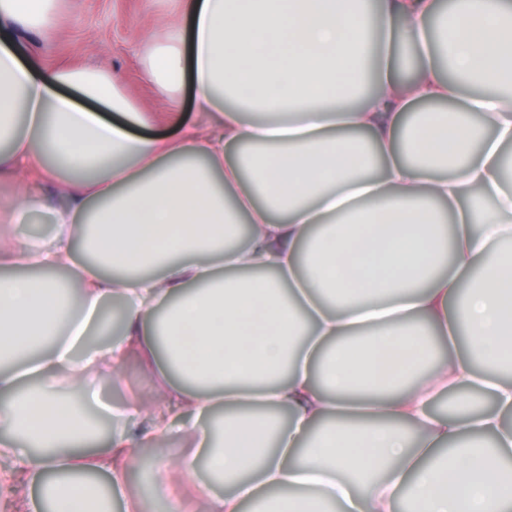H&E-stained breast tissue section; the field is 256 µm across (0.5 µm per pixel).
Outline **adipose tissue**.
Masks as SVG:
<instances>
[{"mask_svg":"<svg viewBox=\"0 0 512 512\" xmlns=\"http://www.w3.org/2000/svg\"><path fill=\"white\" fill-rule=\"evenodd\" d=\"M54 4L0 0V177L42 189L16 207L56 224L20 247L0 230L1 267L49 272L0 277V496L112 512L125 424L162 444L182 414L195 450L157 454L162 503L163 472L202 465L225 489L202 512H393L402 495L412 512H512V0H457V23L433 28L436 0H184L147 78L191 82L208 120L172 113L174 140L92 111L138 119L117 73L23 57L19 28L52 27ZM114 298L116 339L100 314ZM95 331L107 342L84 346ZM134 354L163 384L107 408L118 428L98 441L72 396L99 406L96 382ZM470 391L492 408L429 410Z\"/></svg>","mask_w":512,"mask_h":512,"instance_id":"1","label":"adipose tissue"}]
</instances>
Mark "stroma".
Listing matches in <instances>:
<instances>
[{"instance_id": "1", "label": "stroma", "mask_w": 512, "mask_h": 512, "mask_svg": "<svg viewBox=\"0 0 512 512\" xmlns=\"http://www.w3.org/2000/svg\"><path fill=\"white\" fill-rule=\"evenodd\" d=\"M51 36L21 29L19 40L32 59L59 68L105 67L123 78V90L145 118L142 134H173L170 112L199 121L190 87L171 96L148 83L146 55L162 25L181 19L180 0H57ZM157 375L142 361L131 360L113 380L100 383L103 403L120 405L139 399Z\"/></svg>"}]
</instances>
